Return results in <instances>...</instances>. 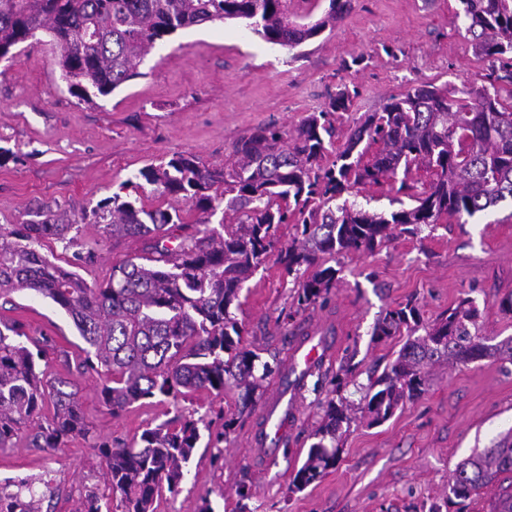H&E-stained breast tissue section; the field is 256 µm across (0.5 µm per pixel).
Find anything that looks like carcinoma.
<instances>
[{"instance_id":"cac0c4a2","label":"carcinoma","mask_w":512,"mask_h":512,"mask_svg":"<svg viewBox=\"0 0 512 512\" xmlns=\"http://www.w3.org/2000/svg\"><path fill=\"white\" fill-rule=\"evenodd\" d=\"M475 50L491 60L479 86L450 89L423 83L389 97L377 112L350 129L341 148L332 117L349 111L354 94L339 90L328 107L309 115L288 135L258 126L233 146L235 160L213 169L192 154H175L139 172L163 197L199 213L115 194L94 212L106 232L147 242L148 255L112 268L108 279L88 285L75 271L42 253L50 240L68 248L76 220L45 215L6 231L0 227V298L26 290L50 300L70 318L86 343L75 369L104 380L101 399L114 415L160 397L212 390L238 392V412L251 411L253 394L272 373L244 344L231 307L241 306L245 284L265 261L294 276L299 307L327 302L336 287V257L371 252L400 227L472 218L512 200V0H459ZM344 0H330L327 16L310 24V12H288V0H0V59L41 32L60 49L59 66L79 100L108 96L140 75L138 66L156 41L209 23L243 21L264 40L290 50L336 22ZM379 145L371 158L369 149ZM431 180L417 192L412 170ZM397 185L416 205L390 216L356 204H338L349 188ZM224 203L219 226H210L215 203ZM297 236L280 247L279 230ZM182 233L174 236L172 227ZM177 244H172V241ZM474 300L462 297L433 323L422 325L408 302L386 311L374 327L378 341L407 336L397 358L370 378L360 412L377 425L426 389L424 368L496 358L512 364V337L489 344L480 336ZM48 340L33 339L17 323L0 324V448L22 434L28 447L57 450L89 433L75 384L52 377L40 361ZM342 380L314 433L293 487L318 480L339 459V433L354 421ZM211 423L177 412L147 428L140 445L102 441L109 493L121 494L122 512H156V497L179 491L184 469ZM512 475V437L462 460L448 482V497L467 500ZM54 493L42 479L0 485V512H40ZM83 512H112V498L86 495Z\"/></svg>"}]
</instances>
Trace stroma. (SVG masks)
Here are the masks:
<instances>
[{
  "instance_id": "35a3bbf8",
  "label": "stroma",
  "mask_w": 512,
  "mask_h": 512,
  "mask_svg": "<svg viewBox=\"0 0 512 512\" xmlns=\"http://www.w3.org/2000/svg\"><path fill=\"white\" fill-rule=\"evenodd\" d=\"M458 8V0H349L335 26L294 51L265 42L241 22L180 30L150 49L137 78L90 103L70 94L58 48L37 34L0 60V226L17 227L40 211L80 220L116 192L159 204L154 186L134 190L127 180L175 153L223 167L233 144L256 126L293 131L343 86L356 95L349 111L336 116L342 133L411 86L480 84L487 63L475 53ZM347 199L384 215L411 205L388 184L350 189ZM143 248L88 223L76 249L51 241L44 252L64 266L75 252L94 250V263L79 269L92 285ZM336 265L339 280L327 303L305 309L294 301L293 279L274 260L249 280L234 316L244 342L259 348L262 359L290 370L294 345L310 334L324 338L332 354L318 383L301 387L291 370L274 374L256 394L252 413L243 415L234 395L202 390L112 416L100 400L102 376L78 374L56 356L83 345L59 308L30 291L0 302V321L22 323L28 335L49 340L47 370L76 383L90 428L88 437L55 452L1 449L0 483L44 479L56 493L41 512H81L86 493L105 490L96 442L133 443L147 424L180 410L212 418L216 432L218 415L235 416L236 424L217 447L195 450L179 493H162L157 512H189L204 501L213 512H487L495 491L452 500L448 481L462 459L512 435V364L492 359L432 364L424 393L389 420L351 423L335 468L299 490L292 480L336 374L351 367L343 393L356 402L370 371L396 358L402 337H372L387 310L410 301L429 323L469 296L488 343L512 338V315L499 308L512 295V202L465 224L398 234L375 251L338 257ZM276 394L295 402L296 413L285 437L263 440L260 424Z\"/></svg>"
}]
</instances>
